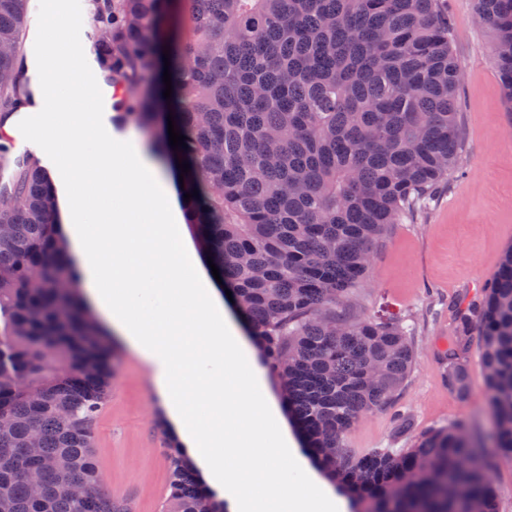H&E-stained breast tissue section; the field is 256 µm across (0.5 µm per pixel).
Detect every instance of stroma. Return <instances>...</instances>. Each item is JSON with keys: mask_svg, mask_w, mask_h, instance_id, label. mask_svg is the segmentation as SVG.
I'll list each match as a JSON object with an SVG mask.
<instances>
[{"mask_svg": "<svg viewBox=\"0 0 512 512\" xmlns=\"http://www.w3.org/2000/svg\"><path fill=\"white\" fill-rule=\"evenodd\" d=\"M452 47L462 67L459 94L462 177L449 180L419 218L389 227L375 248L371 274L346 304L354 316L398 315L415 327V364L390 408L363 417L346 442L356 453L407 448L424 432L472 419L490 426L483 400L478 344L464 364L467 390L449 391L442 355L454 329L456 304L469 303L495 273L512 245V117L492 59L493 37L474 21L473 0H447ZM36 124L17 113L0 155V181L16 173L18 157L31 154ZM410 426L399 430L398 415ZM149 368L118 348L110 395L94 423V448L106 489L127 499L133 512H162L169 494L168 450L157 425L167 418Z\"/></svg>", "mask_w": 512, "mask_h": 512, "instance_id": "1", "label": "stroma"}]
</instances>
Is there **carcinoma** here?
<instances>
[{
  "label": "carcinoma",
  "instance_id": "carcinoma-1",
  "mask_svg": "<svg viewBox=\"0 0 512 512\" xmlns=\"http://www.w3.org/2000/svg\"><path fill=\"white\" fill-rule=\"evenodd\" d=\"M28 0H0V111L27 96ZM120 127L168 126L152 150L190 165L186 221L278 376L313 460L353 512H498L492 455L512 458V246L456 310L448 389L481 344L488 438L459 419L410 448L345 444L414 366L398 317L338 309L369 277L372 248L456 171L461 67L441 0H89ZM495 36L512 112V0H474ZM169 51L172 97L163 92ZM152 74L158 92L140 85ZM0 183V512H132L93 448L115 375L113 345L72 288L49 172L26 155ZM163 512H224L169 425Z\"/></svg>",
  "mask_w": 512,
  "mask_h": 512
}]
</instances>
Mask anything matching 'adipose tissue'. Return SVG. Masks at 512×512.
<instances>
[{
	"label": "adipose tissue",
	"instance_id": "ef3b65f1",
	"mask_svg": "<svg viewBox=\"0 0 512 512\" xmlns=\"http://www.w3.org/2000/svg\"><path fill=\"white\" fill-rule=\"evenodd\" d=\"M87 18L54 8L34 101L35 149L68 178L58 219L83 299L151 370L186 448L228 512H346L311 470L256 365L206 255L182 222L173 173L135 140L115 142L75 38Z\"/></svg>",
	"mask_w": 512,
	"mask_h": 512
}]
</instances>
